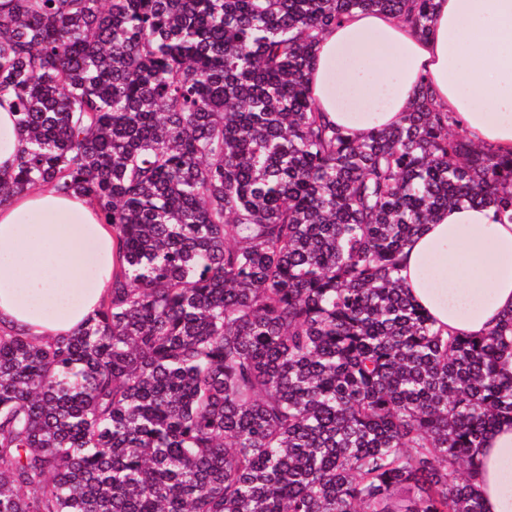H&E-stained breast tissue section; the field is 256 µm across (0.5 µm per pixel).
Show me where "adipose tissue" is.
I'll list each match as a JSON object with an SVG mask.
<instances>
[{"mask_svg":"<svg viewBox=\"0 0 512 512\" xmlns=\"http://www.w3.org/2000/svg\"><path fill=\"white\" fill-rule=\"evenodd\" d=\"M475 144L512 152V0H435L428 37L356 10L320 37L309 74L319 111L353 137L401 123L421 85ZM27 143L0 98V177ZM116 266L111 225L77 194L30 189L0 203V331L32 340L98 314ZM400 275L435 327L485 335L512 312V223L483 205L441 210L402 253ZM485 512H512V421L478 451Z\"/></svg>","mask_w":512,"mask_h":512,"instance_id":"adipose-tissue-1","label":"adipose tissue"}]
</instances>
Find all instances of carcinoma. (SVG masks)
Masks as SVG:
<instances>
[{
	"mask_svg": "<svg viewBox=\"0 0 512 512\" xmlns=\"http://www.w3.org/2000/svg\"><path fill=\"white\" fill-rule=\"evenodd\" d=\"M354 10L425 37L434 0H0V202L79 193L118 258L83 328L0 334V512H483L512 313L443 332L398 272L443 207L512 223V153L427 86L331 124L308 74ZM12 98H0V177L9 178L15 171L18 155L28 147L18 131Z\"/></svg>",
	"mask_w": 512,
	"mask_h": 512,
	"instance_id": "obj_1",
	"label": "carcinoma"
}]
</instances>
